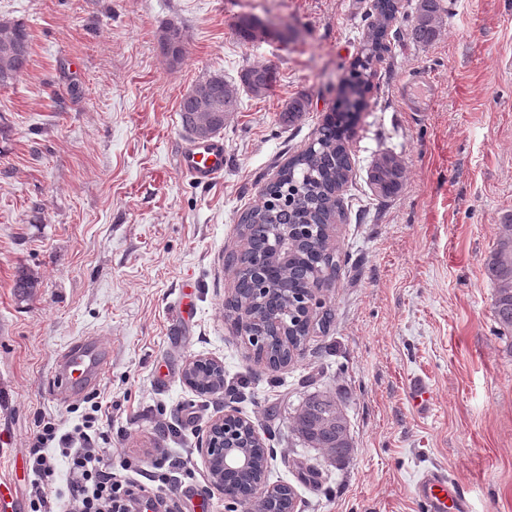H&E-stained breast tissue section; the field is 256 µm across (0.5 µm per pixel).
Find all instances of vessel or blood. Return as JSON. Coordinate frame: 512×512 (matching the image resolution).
I'll list each match as a JSON object with an SVG mask.
<instances>
[{
    "label": "vessel or blood",
    "mask_w": 512,
    "mask_h": 512,
    "mask_svg": "<svg viewBox=\"0 0 512 512\" xmlns=\"http://www.w3.org/2000/svg\"><path fill=\"white\" fill-rule=\"evenodd\" d=\"M180 165L194 181L209 184L224 173V142H189L181 148ZM110 351L95 338L71 342L58 356L49 379L52 392L73 397L96 387L109 364ZM413 496L425 512H469L462 488L438 467L425 469L413 485Z\"/></svg>",
    "instance_id": "b4317fda"
}]
</instances>
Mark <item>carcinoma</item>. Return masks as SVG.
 <instances>
[{
    "label": "carcinoma",
    "mask_w": 512,
    "mask_h": 512,
    "mask_svg": "<svg viewBox=\"0 0 512 512\" xmlns=\"http://www.w3.org/2000/svg\"><path fill=\"white\" fill-rule=\"evenodd\" d=\"M399 0H375V19L369 22L364 35L361 57L353 63V76L336 105L338 112H359L365 105L366 88L374 76V64L388 50L387 28L398 12ZM440 0H419L416 17L411 29L412 38L420 43H429L437 36ZM167 33L168 53L179 64L186 52L183 29L169 24L163 28ZM235 33L243 43H251L270 35L263 23L250 16H242L235 24ZM17 40L25 45L23 56L16 60L10 75L0 77V87L15 84L23 75L31 54L30 34L26 25L13 21L10 29L0 32V39ZM240 86L224 81L222 75H212L199 83L209 97L212 111L201 109L199 100L184 95L178 106L184 130L195 136L197 129L206 125L216 129L224 127V115L239 109V90L243 89L255 97L268 91L275 82V72L270 67H249L239 76ZM307 111V102L295 98L283 111V121L293 124ZM347 130L325 117L318 129V137L306 149L295 155L277 174V194H266L255 205L244 210L238 218V231L247 240V251L240 259L241 269L237 275L235 301L227 302L228 315L235 314L248 304L255 310V317L270 323L279 318L285 308L294 307L296 289L306 288L323 270L341 267V257L319 229L321 224H331L342 217L341 205H333L334 189L348 181L352 171L350 157L346 151ZM404 165L395 156L379 159L370 171V183L378 197L388 199L397 195L403 187ZM297 224L311 225V233L291 242L288 255V273L280 287L288 289V295L277 294L265 301L253 302L254 278L249 269V254L266 249V237L275 235ZM487 275L495 288L493 312L503 334L512 335V224L503 225V233L488 259ZM265 353L273 358H284L290 350L273 332H268ZM334 401L330 395L323 401L311 397L304 402L306 410L297 414L293 431L303 441L318 442L332 446L336 459L346 455V448L337 443L336 430L322 426L327 406Z\"/></svg>",
    "instance_id": "1"
}]
</instances>
